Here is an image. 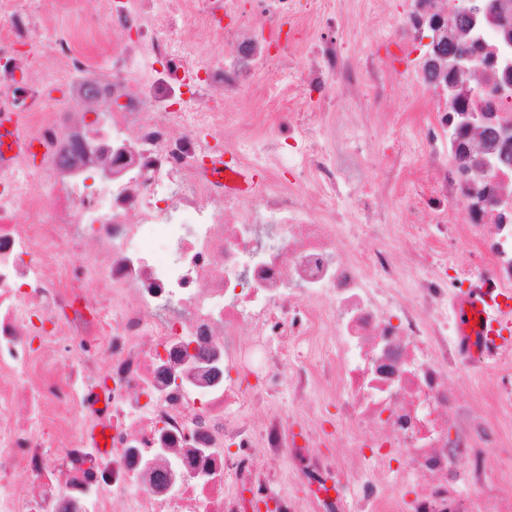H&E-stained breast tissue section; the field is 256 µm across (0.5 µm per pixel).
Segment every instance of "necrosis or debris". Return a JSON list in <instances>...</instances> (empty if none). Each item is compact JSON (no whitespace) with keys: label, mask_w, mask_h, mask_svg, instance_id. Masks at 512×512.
<instances>
[{"label":"necrosis or debris","mask_w":512,"mask_h":512,"mask_svg":"<svg viewBox=\"0 0 512 512\" xmlns=\"http://www.w3.org/2000/svg\"><path fill=\"white\" fill-rule=\"evenodd\" d=\"M330 8L331 0H106L107 18L132 32L94 84L108 123L97 131L65 112L26 113L21 130L33 133L42 162L18 156L0 169V512L85 497L91 512L119 503L128 512H342L328 459L292 473L308 489L303 500L274 487L252 451L295 458L345 435L348 467L369 459L397 471L395 484H364L360 512H512V495L501 492L512 459L499 469L483 463L503 425L466 405L461 342L448 336L449 288L512 291V162L476 165L489 130L512 127V95L498 92L512 43L500 45L496 19L483 18L466 35L486 53L467 71L474 87L434 101L419 139L431 191L417 205L439 217L401 232L443 248L464 237L473 250L456 267L437 261L416 275L396 256L390 225L373 223L371 188L355 201L359 223H337L336 181L355 165L312 148L299 113L254 119L224 139L225 93H247L260 71L278 82L284 56L301 50L287 42L270 54L244 29L225 28V17L256 14L269 36L301 35ZM213 38L229 52H205ZM312 54L309 81L323 90L383 83L373 59L351 63L336 37ZM144 57L162 70L130 83L128 67ZM460 107L492 119L459 135L448 114ZM221 142L266 171L252 195L208 173ZM106 167L110 175L89 184ZM285 170L313 180L321 220H309L302 196L279 179ZM451 208L463 223L445 222ZM83 249L91 257L81 272L60 264L62 251ZM185 342L195 357L223 359L222 385L184 381ZM99 376L110 382L102 410L91 393ZM284 391L294 408L317 393L335 423L306 429L278 407ZM103 419L109 445L95 448L89 433ZM164 439L209 479L164 492V470L142 464ZM63 463L76 480H59ZM419 473L434 485L405 497L401 485Z\"/></svg>","instance_id":"4bbe7bcc"}]
</instances>
